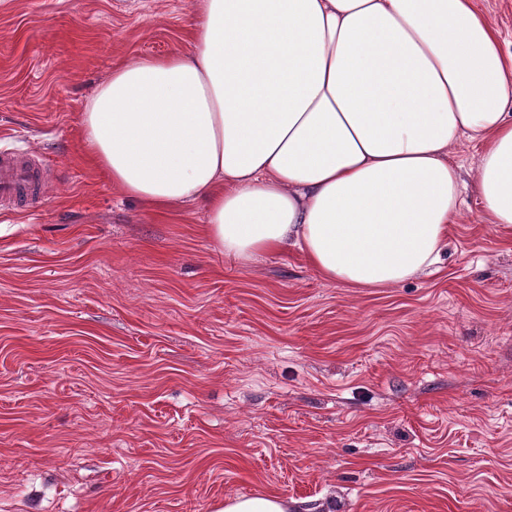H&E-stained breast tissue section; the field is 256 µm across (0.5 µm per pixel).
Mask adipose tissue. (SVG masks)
Here are the masks:
<instances>
[{
    "instance_id": "1",
    "label": "adipose tissue",
    "mask_w": 512,
    "mask_h": 512,
    "mask_svg": "<svg viewBox=\"0 0 512 512\" xmlns=\"http://www.w3.org/2000/svg\"><path fill=\"white\" fill-rule=\"evenodd\" d=\"M80 127L127 196L203 203L221 253L294 245L331 281L428 271L467 188L512 227V58L472 0H200L187 48L115 67ZM450 153L452 159L462 165L465 172H471L477 163L479 147L475 143L463 140L453 146Z\"/></svg>"
}]
</instances>
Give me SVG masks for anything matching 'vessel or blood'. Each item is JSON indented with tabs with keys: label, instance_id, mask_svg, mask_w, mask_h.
Instances as JSON below:
<instances>
[{
	"label": "vessel or blood",
	"instance_id": "obj_1",
	"mask_svg": "<svg viewBox=\"0 0 512 512\" xmlns=\"http://www.w3.org/2000/svg\"><path fill=\"white\" fill-rule=\"evenodd\" d=\"M46 163L39 155L0 149V207L30 205L41 198Z\"/></svg>",
	"mask_w": 512,
	"mask_h": 512
}]
</instances>
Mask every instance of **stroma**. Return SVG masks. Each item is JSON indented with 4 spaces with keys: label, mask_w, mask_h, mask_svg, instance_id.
Masks as SVG:
<instances>
[{
    "label": "stroma",
    "mask_w": 512,
    "mask_h": 512,
    "mask_svg": "<svg viewBox=\"0 0 512 512\" xmlns=\"http://www.w3.org/2000/svg\"><path fill=\"white\" fill-rule=\"evenodd\" d=\"M198 2L0 0V140L49 165L0 211V512H512V228L473 196L436 270L356 288L91 167L85 103ZM220 512H288V504L275 496L237 498L225 503Z\"/></svg>",
    "instance_id": "1"
}]
</instances>
